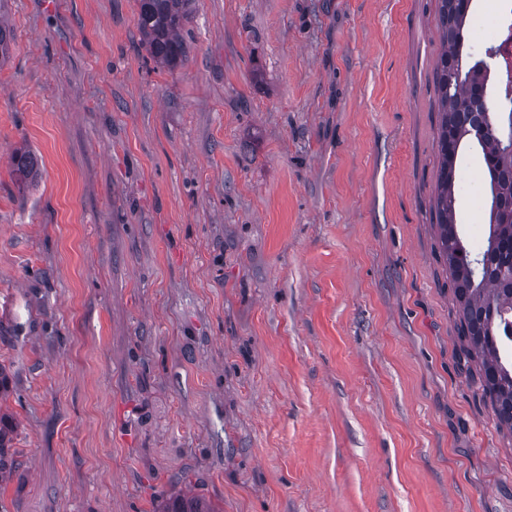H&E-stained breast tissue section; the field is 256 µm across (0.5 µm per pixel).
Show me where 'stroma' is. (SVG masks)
<instances>
[{"instance_id":"obj_1","label":"stroma","mask_w":512,"mask_h":512,"mask_svg":"<svg viewBox=\"0 0 512 512\" xmlns=\"http://www.w3.org/2000/svg\"><path fill=\"white\" fill-rule=\"evenodd\" d=\"M0 20V512H512L432 225L438 0H196L173 69L136 0ZM12 172L21 186L35 183L40 175L37 155L28 148H20L11 156ZM157 512H218L198 495L171 493L162 500Z\"/></svg>"}]
</instances>
